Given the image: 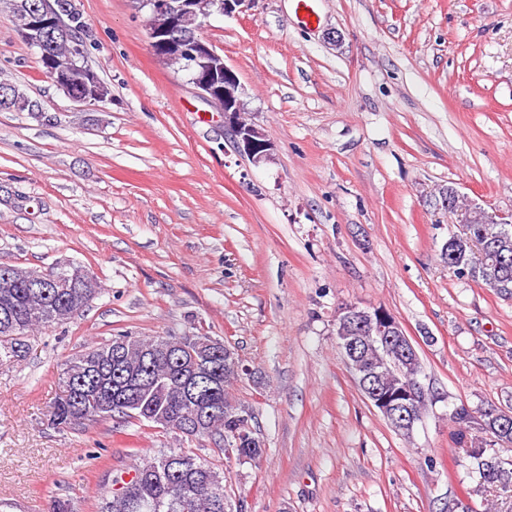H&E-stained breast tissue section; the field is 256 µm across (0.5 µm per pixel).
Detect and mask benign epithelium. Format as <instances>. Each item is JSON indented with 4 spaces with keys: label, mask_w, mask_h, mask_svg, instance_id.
<instances>
[{
    "label": "benign epithelium",
    "mask_w": 512,
    "mask_h": 512,
    "mask_svg": "<svg viewBox=\"0 0 512 512\" xmlns=\"http://www.w3.org/2000/svg\"><path fill=\"white\" fill-rule=\"evenodd\" d=\"M253 2L254 0H212L210 10L199 12L193 7L195 0H180L177 8L174 7L173 0H139L141 8L147 9L156 17L166 19L163 27L149 32L150 49L154 56L162 62L170 57L183 60L185 68L191 72V83L198 93L224 113V125L231 131L235 148L252 161L259 162L269 156L271 143L247 118L241 100L234 94V90L239 88L236 74L230 67L222 64V78H217L210 62V59L217 57L212 48L201 39L188 41L180 37L184 29H202L214 13L229 14L236 7ZM65 9L66 5L61 0L54 3L44 0L26 32L29 41L41 50H46V36H53L56 30L64 29L62 14ZM71 52V63L68 67L51 71L53 82L65 89L71 101L81 106L90 101L104 103L111 99L112 94L88 64L83 48L76 45ZM341 313L343 317L336 340L340 350L345 353V363L354 384L383 418L392 424L396 432H412L415 422L410 413V400L417 397L416 392L405 389L394 393L382 383L377 386L370 383L371 378L382 380V372L376 365L361 363L354 355L359 340L365 343L375 340L385 346L397 343L403 347L402 354L416 355L417 351L406 336L403 326L394 314L382 306L362 309L356 305H348L341 309ZM212 354H222L226 363L237 365L235 351L211 337L196 342V354L184 364V371L193 379L207 376L208 371L201 366V359Z\"/></svg>",
    "instance_id": "benign-epithelium-1"
}]
</instances>
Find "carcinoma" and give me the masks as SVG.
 Segmentation results:
<instances>
[{
  "mask_svg": "<svg viewBox=\"0 0 512 512\" xmlns=\"http://www.w3.org/2000/svg\"><path fill=\"white\" fill-rule=\"evenodd\" d=\"M72 12L70 36L87 38L88 26L77 0H64ZM39 0H14L9 18L20 29ZM467 232L448 240V267L462 278L501 292L512 291V262L503 265L500 256L512 259V234H504L501 224H484L478 213L470 214ZM0 315L11 316L9 334L0 332V356L20 355L29 349L31 336L53 325L71 322L101 294L94 274L73 276L67 266L58 267L65 288H28L29 270L0 266ZM188 336H132L131 350L120 363H112V341L80 351L66 363L59 378L61 394L50 406L52 423L60 428L86 430L112 419L148 424L163 431L174 427L154 417L158 411L173 416L187 414L197 401L217 403L221 411L210 418V440L218 450L236 460L253 461L263 453L255 435L247 436L254 419L246 406L236 401L229 389L242 377L224 367V358L211 364V376L196 388L186 380L175 356H190ZM361 359L384 363L391 381L402 385L423 372L421 360L405 362L388 353L375 354L363 348ZM134 396L144 410L132 417L112 408L116 397ZM454 442L470 458L479 487L512 494V457L501 455L500 447L512 446V428L503 431L497 410L488 408L476 418L465 407L452 416ZM109 490L100 495L98 512H248L243 497L232 498L224 487V471L188 448H169L149 460L114 470L108 477Z\"/></svg>",
  "mask_w": 512,
  "mask_h": 512,
  "instance_id": "1",
  "label": "carcinoma"
}]
</instances>
